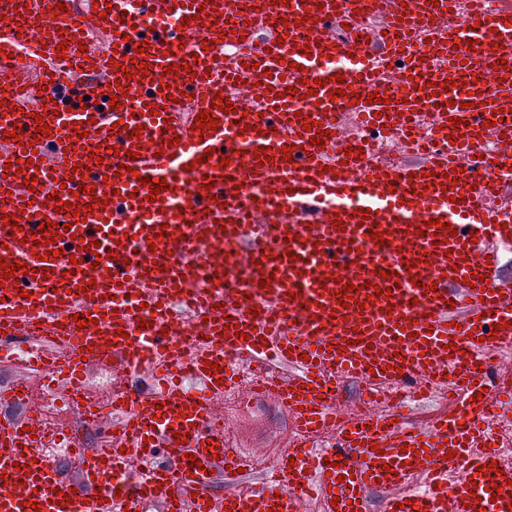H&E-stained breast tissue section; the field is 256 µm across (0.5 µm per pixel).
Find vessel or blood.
<instances>
[{
  "instance_id": "vessel-or-blood-1",
  "label": "vessel or blood",
  "mask_w": 512,
  "mask_h": 512,
  "mask_svg": "<svg viewBox=\"0 0 512 512\" xmlns=\"http://www.w3.org/2000/svg\"><path fill=\"white\" fill-rule=\"evenodd\" d=\"M58 1L0 0V214L13 219L0 221V347L22 344L26 364L59 376L66 406L98 407L89 366L122 384L105 444L68 479L42 447L50 433L79 453L74 436L34 408L0 421V512H366L374 489L385 512H512V495L493 497L512 462L487 429L512 413L498 369L512 349L499 255L512 248V179L496 177L512 169V0L491 15L466 0H260L255 12L246 0ZM96 4L112 10L99 17ZM175 15L186 26H170ZM435 82L448 90L433 94ZM372 92L379 106L364 103ZM217 93L233 113L212 107ZM422 111L447 148L388 167L348 156V116L413 137ZM204 112L217 126L199 132ZM222 147L226 166L212 155ZM144 177L166 179L160 200ZM64 201L90 216L66 218ZM49 222L71 228L45 264L31 236ZM367 282L383 295L339 304L346 284ZM190 305L204 342L184 336ZM150 368L155 389L125 386ZM251 369L267 371L300 436L243 487L250 463L215 422L225 387ZM342 378L364 383L368 411L340 416ZM406 386L441 399L424 425L397 420ZM491 462L494 477L481 470ZM459 472L473 488L453 482Z\"/></svg>"
}]
</instances>
